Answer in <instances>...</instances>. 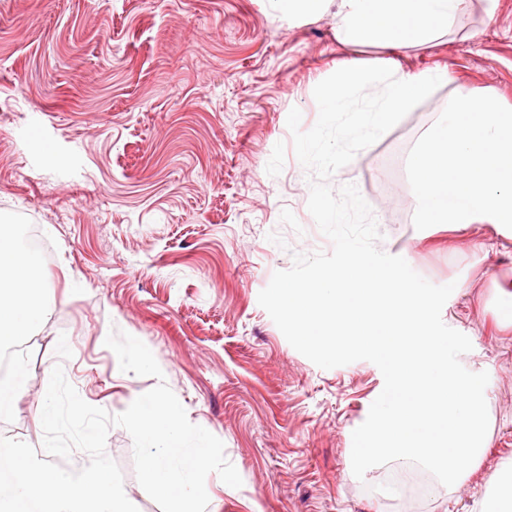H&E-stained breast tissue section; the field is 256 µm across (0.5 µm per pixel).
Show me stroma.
I'll list each match as a JSON object with an SVG mask.
<instances>
[{"label":"stroma","instance_id":"obj_1","mask_svg":"<svg viewBox=\"0 0 512 512\" xmlns=\"http://www.w3.org/2000/svg\"><path fill=\"white\" fill-rule=\"evenodd\" d=\"M335 7L286 21L266 0H0V222L28 224L51 246L43 266L54 311L16 339L25 391L0 437L41 447L37 416L62 365L88 404L116 415L156 380L120 371L110 330L141 340L189 420L218 437L242 478L206 479L213 512H481L512 469V252L485 253L490 224L416 230L405 167L389 169L461 90L512 105V0H470L432 48L400 50L440 85L351 165L388 253L436 285L454 283L443 322L461 356L489 374V446L459 485L434 484L412 509L388 482L398 462L352 472V433L384 380L360 360L322 369L296 351L258 295L293 253L331 251L310 220V172L293 151L291 109L309 130L315 86L337 67L384 57L335 36ZM80 288H67L66 276ZM106 453L139 512H161L137 481L133 441L111 427Z\"/></svg>","mask_w":512,"mask_h":512}]
</instances>
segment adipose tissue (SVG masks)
I'll use <instances>...</instances> for the list:
<instances>
[{"label":"adipose tissue","mask_w":512,"mask_h":512,"mask_svg":"<svg viewBox=\"0 0 512 512\" xmlns=\"http://www.w3.org/2000/svg\"><path fill=\"white\" fill-rule=\"evenodd\" d=\"M336 38L347 46L374 44L394 51L429 48L463 12L467 0H335ZM53 303L42 262L0 227V341L36 331Z\"/></svg>","instance_id":"1"}]
</instances>
